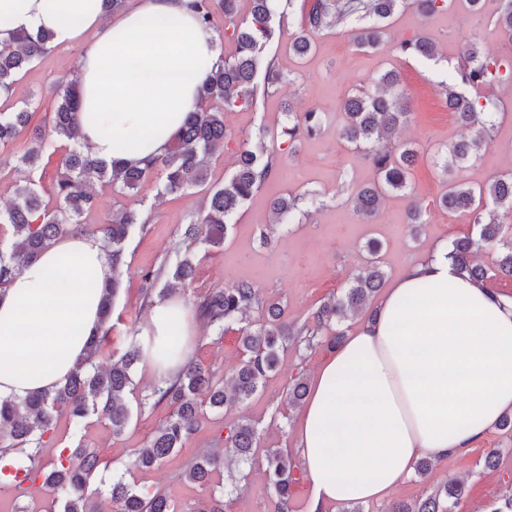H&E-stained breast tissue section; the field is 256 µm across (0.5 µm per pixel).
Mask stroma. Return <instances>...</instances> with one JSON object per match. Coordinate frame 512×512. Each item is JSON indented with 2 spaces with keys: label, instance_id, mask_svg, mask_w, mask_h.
Returning a JSON list of instances; mask_svg holds the SVG:
<instances>
[{
  "label": "stroma",
  "instance_id": "35a3bbf8",
  "mask_svg": "<svg viewBox=\"0 0 512 512\" xmlns=\"http://www.w3.org/2000/svg\"><path fill=\"white\" fill-rule=\"evenodd\" d=\"M300 21L296 8L275 18L277 36L268 44L266 53L277 59L290 80L278 91L258 94L251 107L225 112L224 123L236 139L215 149L210 160L212 182H223L235 171L239 139L253 136L261 127L269 135L279 136L286 122L285 104H293L299 112L323 110L329 115L328 122L320 136L297 143L293 156L286 158L236 213L223 250L208 253L203 246H196L195 251L202 259L192 287L182 295L185 301H192L195 293L203 289L248 280L263 294L279 298L286 306L289 320L301 323L311 319L318 306L339 291L352 270L363 262L369 239H379L383 244L380 259L385 281L390 284L409 262L424 260L435 247L475 232L467 214L446 211L437 203L444 187L432 164L433 158L441 147L461 140L467 133L449 112L438 84L441 75L452 72L460 53L458 44L448 34L447 15L437 13L422 20L408 8L394 18L377 49L355 50L348 47L347 35L337 33L318 38L315 50L301 58L288 52ZM414 34L427 36L436 43V59L416 61L397 54V39ZM78 64L79 50L75 47L58 49L35 61L22 74L12 97L0 101V106L9 108L35 98L40 105L32 118L33 125L48 123L53 108L48 86L58 77L75 75ZM392 68L401 73L413 111L412 121L394 135L393 145L417 152L409 180L427 205L428 222L416 240L411 238L406 222L404 197L387 196L374 223L367 224L351 204L343 203L337 195L341 187L354 192L376 177L361 154L337 136L343 123L341 101ZM492 92L501 101L493 142L478 165L459 174L460 179L474 184L484 183L492 174L512 167V91L498 85ZM159 186L160 181L155 178L122 195L100 187L96 209L84 218L85 226L91 228L108 222L125 208H138L151 215L149 224L135 228L126 242V265L114 302L113 328L105 346L109 352L123 353L133 340V329H145L149 309L142 300L141 275L176 262L185 249L178 227L199 210L201 193L162 195ZM304 191L320 192L325 208L306 223L277 227L273 242L263 244L260 230L273 221L271 199ZM192 354L214 369L218 377L229 379L231 369L241 358L239 333L230 329L219 339L208 330H200ZM325 357V351L320 349L310 352L291 347L281 351L277 371L246 406L222 413L205 411L197 431L184 447L150 469L134 465V452L152 438L171 409L163 404H144V396L156 381L143 365H136L133 385L126 394L131 421L122 434H113L110 424L94 414L77 422L62 417L55 438L43 445L41 458L46 463L53 461L62 447L70 446L88 449L108 461L109 470L87 490L101 512L116 510L109 494V485L116 476L135 490L166 494L180 505L182 512H199L208 501L210 490L181 479L180 474L192 459L211 450L225 426L243 415L252 419L258 429V461L248 469L242 489L225 496L224 512H274L275 498L260 459L272 448L289 452L295 448L299 410L288 405L284 385L289 375L299 370L312 376ZM492 448L502 449L503 455L497 468L488 470L483 468L482 460ZM450 478L464 480L467 485V495L457 512H486L490 502L512 492V431L492 429L468 452L436 461L428 479L410 476L392 491L388 501L364 504V512H389L392 503L421 498L430 486Z\"/></svg>",
  "mask_w": 512,
  "mask_h": 512
}]
</instances>
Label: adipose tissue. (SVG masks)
Masks as SVG:
<instances>
[{"mask_svg": "<svg viewBox=\"0 0 512 512\" xmlns=\"http://www.w3.org/2000/svg\"><path fill=\"white\" fill-rule=\"evenodd\" d=\"M191 0H0V41L48 31L79 46L78 142L102 160L166 153L198 88L220 58ZM112 257L99 237L68 234L26 263L0 293V399L63 384L100 334ZM193 312L155 302L146 364L175 375L192 353ZM512 414V298L491 294L438 248L387 290L375 321L346 336L314 374L297 428L311 512L379 503L425 456L448 458Z\"/></svg>", "mask_w": 512, "mask_h": 512, "instance_id": "adipose-tissue-1", "label": "adipose tissue"}]
</instances>
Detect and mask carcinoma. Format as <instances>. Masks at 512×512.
<instances>
[{
    "label": "carcinoma",
    "instance_id": "carcinoma-1",
    "mask_svg": "<svg viewBox=\"0 0 512 512\" xmlns=\"http://www.w3.org/2000/svg\"><path fill=\"white\" fill-rule=\"evenodd\" d=\"M297 1L301 2L300 31L288 52L298 57L313 49L315 38L333 31L348 34L357 50L374 49L389 20L412 4L423 17L448 9V0H252L250 16L241 18L239 0H193L191 8L200 22L212 28L219 40L228 38L235 44L234 54L222 59L203 80L197 111L189 113L173 136L168 152L146 161L142 167L127 166L120 160L99 161L80 145L71 143L60 157L54 203L50 204L42 200L33 174L54 143L75 138L80 102L75 80L62 78L52 83L54 108L49 130L34 129L32 147L13 156L11 162L0 160V167L13 173L14 195L11 205L0 211V224L12 228L8 247L0 250V291L51 241L74 230L87 231L81 218L96 205V186L124 193L138 189L156 172L163 178L161 193L201 188L205 190V204L201 214L180 227L186 243L184 256L170 267L164 265L141 275L143 299L151 306L155 300L168 297L167 289H157L163 278L171 287L191 284L198 268L193 245L203 243L209 251L223 249L234 215L270 178L273 163H282L285 151L293 150L303 139L319 136L325 128L326 113L315 109L297 113L290 107L281 130L285 142H268L266 130H259L255 143L241 144L235 172L222 183L210 182V157L215 146L232 139V132L224 124V112L249 107L258 89H276L286 81L285 72L276 59L265 54V49L275 35V15L282 6L291 7ZM500 3L493 20V27L502 38L499 53H480L462 25L450 29L460 45V62L440 85L448 111L469 130L470 137L445 147L434 160L446 185L439 206L450 212L467 213L477 228L475 235L452 241L449 256L458 270L481 288L493 276L512 279V170L496 173L477 187L456 179L453 173L465 165H476L482 158V149L492 142L499 101L486 93L487 87L512 86V0ZM56 50L58 46L49 32L13 33L0 45V90L10 92L26 67ZM395 50L406 58L430 60L435 56V44L421 35L400 40ZM35 105L36 101L30 98L10 112H0V146L13 143L28 128ZM341 109L344 123L339 129L340 138L361 152L377 173L376 180L362 186L354 196L355 212L370 223L383 200L400 193L408 198V223L412 236L418 237L426 223L427 204L409 187V173L417 153L410 148L398 152L391 144L393 132L407 125L413 115L399 72L390 70L380 75L372 91L347 95ZM324 206L325 201L314 194H290L273 200L270 210L278 224H301L309 210ZM144 223L143 211L127 208L108 223L90 230L112 255V282L104 288L102 301L103 333L90 339L84 358L63 385L23 400L0 399V433L5 432L12 439L0 450V459L32 442L41 446L43 437L51 434L61 416L79 420L93 413L107 421L116 435L128 425L131 410L125 395L133 385L131 373L143 356V348L133 344L117 356L105 352L103 345L111 330L125 241L136 225ZM366 248L369 258L350 274L340 292L317 308L310 322L284 321L282 303L263 295L249 281L194 295L196 316L215 335L222 337L230 327L237 326L243 358L233 369L229 385L192 359L173 380L152 388L154 405L165 403L172 411L147 444L135 450L134 465L154 467L182 448L197 430L203 407L227 411L247 403L276 371L284 347L331 350L345 336L339 325L348 313L368 310L369 319H375L370 306L383 285L385 272L377 258L380 243L372 239ZM480 248L495 249V270L473 263L472 256ZM251 310L260 313L258 323L242 324L243 316ZM308 393L303 372L290 375L288 404L301 405ZM257 438L252 420L240 418L224 435V447L232 451V456L226 459L220 451L205 453L189 466L185 478L207 486L214 470L235 465L237 473L228 474L231 486L224 489L226 495L233 493L243 479L242 468L253 464ZM102 468H108V463L94 452L62 451L56 460L44 464L33 451L27 455V462L13 465L8 473L9 484L28 497L46 489L63 493V512H96L86 488ZM265 471L277 512H290L293 487L302 479L301 468L290 456L271 449L265 455ZM110 495L119 505L118 512H178L176 503L166 495L158 491L135 492L120 478L112 481ZM465 495L464 482L449 480L417 501L393 504L391 512H455Z\"/></svg>",
    "mask_w": 512,
    "mask_h": 512
}]
</instances>
